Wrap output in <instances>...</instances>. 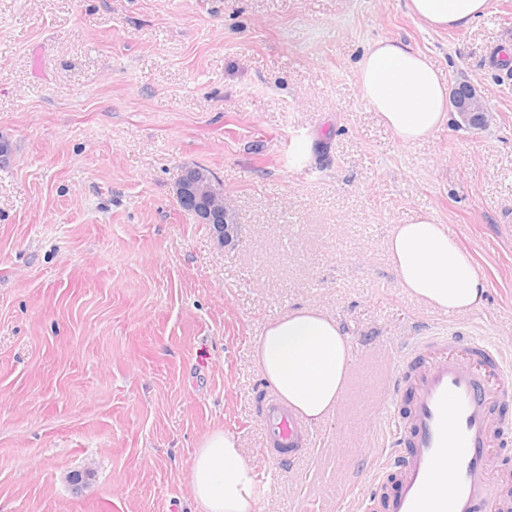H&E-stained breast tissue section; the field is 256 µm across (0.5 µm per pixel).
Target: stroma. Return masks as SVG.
Wrapping results in <instances>:
<instances>
[{"label":"stroma","mask_w":512,"mask_h":512,"mask_svg":"<svg viewBox=\"0 0 512 512\" xmlns=\"http://www.w3.org/2000/svg\"><path fill=\"white\" fill-rule=\"evenodd\" d=\"M394 38L492 121L401 143L357 63ZM512 0L432 31L404 0H0V512H198L192 458L236 434L257 512H346L389 431L406 337L468 332L512 354ZM214 173L239 224L217 242L176 204ZM426 212L486 280L445 314L393 272L387 238ZM313 307L352 345L315 446L264 457L253 343ZM83 482H74V475Z\"/></svg>","instance_id":"stroma-1"}]
</instances>
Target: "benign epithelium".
<instances>
[{"label":"benign epithelium","mask_w":512,"mask_h":512,"mask_svg":"<svg viewBox=\"0 0 512 512\" xmlns=\"http://www.w3.org/2000/svg\"><path fill=\"white\" fill-rule=\"evenodd\" d=\"M451 106L461 122L477 127L488 119L484 98L480 90L467 85L453 91ZM178 206L190 212L199 224L212 227L217 240L224 244L233 240L238 225L224 203V190L207 170H194L179 179L175 186Z\"/></svg>","instance_id":"benign-epithelium-1"}]
</instances>
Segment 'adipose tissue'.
Segmentation results:
<instances>
[{
    "label": "adipose tissue",
    "instance_id": "obj_1",
    "mask_svg": "<svg viewBox=\"0 0 512 512\" xmlns=\"http://www.w3.org/2000/svg\"><path fill=\"white\" fill-rule=\"evenodd\" d=\"M490 0H405L408 14L432 29L462 30ZM362 100L402 143L430 139L448 118L445 79L423 53L396 39L373 41L358 62ZM387 250L401 288L448 314L476 309L486 288L473 256L450 230L421 213L391 231ZM271 388L304 420L321 421L338 402L351 366L339 322L311 307L267 323L254 344ZM192 497L202 512H256L253 474L234 434H207L191 466Z\"/></svg>",
    "mask_w": 512,
    "mask_h": 512
}]
</instances>
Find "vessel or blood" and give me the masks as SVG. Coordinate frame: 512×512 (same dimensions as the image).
<instances>
[{"instance_id": "vessel-or-blood-1", "label": "vessel or blood", "mask_w": 512, "mask_h": 512, "mask_svg": "<svg viewBox=\"0 0 512 512\" xmlns=\"http://www.w3.org/2000/svg\"><path fill=\"white\" fill-rule=\"evenodd\" d=\"M399 428L383 444L371 479L397 477L392 496L361 499L359 512H512L493 487L489 450L512 421V360L480 338L407 337L391 382ZM267 454L293 457L311 443L298 415L272 393L264 397ZM452 490H432L440 474Z\"/></svg>"}]
</instances>
